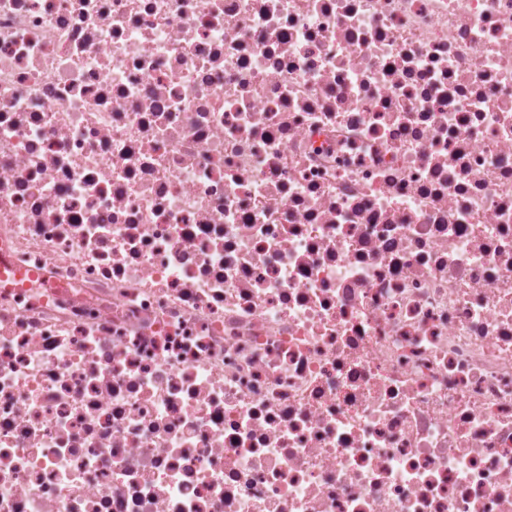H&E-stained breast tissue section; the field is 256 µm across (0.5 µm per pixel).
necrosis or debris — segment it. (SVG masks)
Segmentation results:
<instances>
[{
    "label": "necrosis or debris",
    "mask_w": 512,
    "mask_h": 512,
    "mask_svg": "<svg viewBox=\"0 0 512 512\" xmlns=\"http://www.w3.org/2000/svg\"><path fill=\"white\" fill-rule=\"evenodd\" d=\"M0 512H512V0H0Z\"/></svg>",
    "instance_id": "1"
}]
</instances>
